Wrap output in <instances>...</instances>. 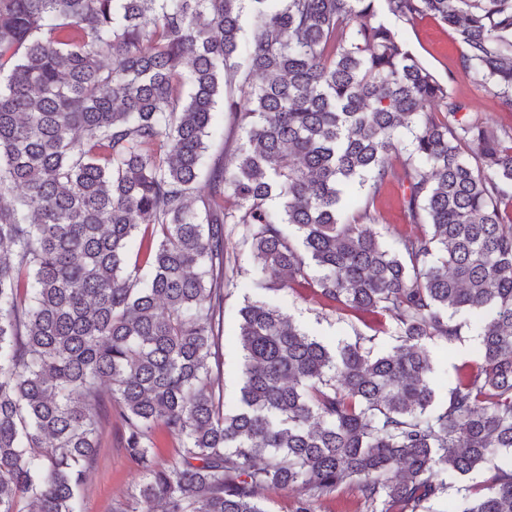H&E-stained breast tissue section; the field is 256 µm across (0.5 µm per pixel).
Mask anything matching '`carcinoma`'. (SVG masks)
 Instances as JSON below:
<instances>
[{
  "label": "carcinoma",
  "instance_id": "1",
  "mask_svg": "<svg viewBox=\"0 0 512 512\" xmlns=\"http://www.w3.org/2000/svg\"><path fill=\"white\" fill-rule=\"evenodd\" d=\"M383 11L447 26L512 110V0H0V512H80L106 398L143 475L122 512H269L290 486L316 512L352 481L365 512H427L477 470L448 512H512V131L471 121ZM218 96L242 142L205 173ZM392 181L417 230L389 247ZM226 224L251 287L387 318L398 345L331 350L248 301L227 408ZM459 313L481 359L440 404L428 344ZM485 472H473L465 476L454 475L448 476V490L439 498L430 501L427 505L431 506L434 511H446L448 505L454 503L459 499L458 489L465 488L476 484H481L485 479Z\"/></svg>",
  "mask_w": 512,
  "mask_h": 512
}]
</instances>
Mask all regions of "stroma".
<instances>
[{"instance_id":"35a3bbf8","label":"stroma","mask_w":512,"mask_h":512,"mask_svg":"<svg viewBox=\"0 0 512 512\" xmlns=\"http://www.w3.org/2000/svg\"><path fill=\"white\" fill-rule=\"evenodd\" d=\"M387 24L406 43L409 50L448 87L449 93L466 102L473 120L490 128L512 129V111L500 105L498 99L478 79L465 72L460 63L461 46L447 27L432 18L409 24L387 17ZM228 261L237 273L234 284L224 292V335L219 358L213 367L224 390L226 404L237 401L241 386L242 350L238 340V311L245 300L263 298L281 307L302 328L314 334L328 347L353 342L365 325L352 314H344L325 306L309 292L284 289L257 292L250 286L255 271L241 230L228 225ZM462 338L453 344L432 343L434 358L433 384L438 400H445L455 381V368L476 361L479 343L474 316L460 314ZM123 423L118 414H107L101 437L98 461L91 469L80 497L83 512H119L136 491L141 480L137 465L126 457L122 448Z\"/></svg>"}]
</instances>
